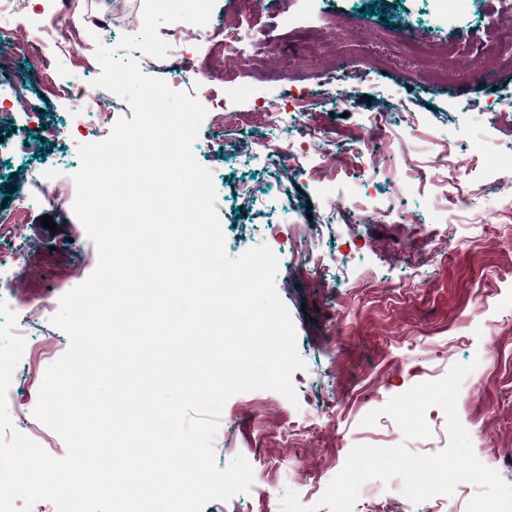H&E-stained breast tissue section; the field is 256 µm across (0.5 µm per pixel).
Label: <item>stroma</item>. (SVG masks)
Here are the masks:
<instances>
[{
  "label": "stroma",
  "mask_w": 512,
  "mask_h": 512,
  "mask_svg": "<svg viewBox=\"0 0 512 512\" xmlns=\"http://www.w3.org/2000/svg\"><path fill=\"white\" fill-rule=\"evenodd\" d=\"M378 13L364 15L365 6ZM160 0H18L0 13V33L33 44L31 54H8L0 63V213L44 177L75 196L72 175L78 146L102 138L92 118L74 121L61 89L72 76L94 81L97 47L132 58L142 74L175 86L183 58L211 72L224 100V123L206 116L192 150L216 190L215 207L225 250L236 258L267 246L278 259L277 293L296 329L306 364L295 371L296 402L267 390L231 397L213 447L219 467L242 456L253 469L248 493L207 503L203 512H282L285 490L316 503L354 446L369 435L417 454L448 444L441 408H428L432 435L404 439L396 423L380 417L372 430L362 419L393 396L444 377L457 364L475 363L463 381L458 415L476 456L512 486V221L502 219L505 190L477 146L512 157V67L485 80V49H502V34L485 19V0H211L207 36L184 42L179 19L164 16ZM73 50L54 69L53 41L41 33L51 18ZM385 39H378V32ZM244 37L245 65H230L224 33ZM266 36L274 54L254 49ZM334 56L361 77L349 104L336 99L315 59ZM275 104L302 111L323 128L322 153L308 155L289 172L278 149L287 128L271 129L258 108ZM384 112L393 136L385 168L356 178L317 177L324 153L344 166L349 135ZM46 124L69 127L51 141ZM471 192L464 223L438 217L447 194ZM341 195L346 207L331 211ZM386 210L382 224H367L363 210ZM51 216L54 228L43 227ZM20 221L42 245L40 254L12 262L19 243L0 235V296L16 316L38 303L59 304L74 289L67 253L55 241L78 246L84 275L97 250L72 206H30ZM456 247L440 255L445 240ZM69 348L67 334L44 320L31 326L27 347L9 386L12 401L35 408L47 368ZM400 480L363 484L353 512H465L472 486L412 504Z\"/></svg>",
  "instance_id": "stroma-1"
}]
</instances>
